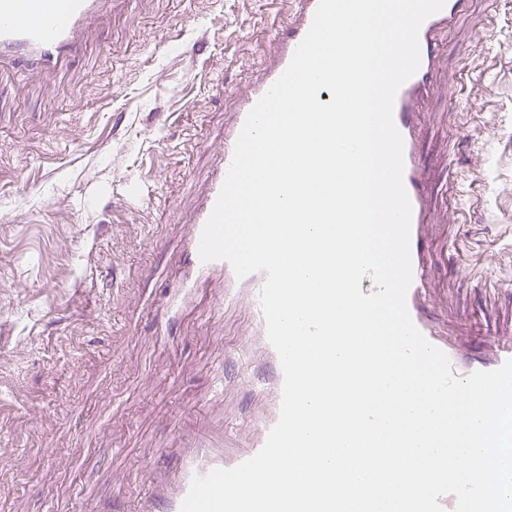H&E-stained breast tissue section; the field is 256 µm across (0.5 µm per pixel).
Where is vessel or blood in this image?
I'll list each match as a JSON object with an SVG mask.
<instances>
[{"mask_svg": "<svg viewBox=\"0 0 512 512\" xmlns=\"http://www.w3.org/2000/svg\"><path fill=\"white\" fill-rule=\"evenodd\" d=\"M294 9L285 28L287 34L276 42V61L260 80L238 95L232 122L224 131V149L210 177L206 194L194 221L184 237L188 271L168 287L157 315L159 330L183 314L189 297L199 283L213 277L222 279L224 291L219 303L244 300L260 349L273 374L256 389L268 406L266 416L250 430V450L258 452L277 423L284 382L279 355L267 338L260 305L265 276L254 273L237 278L231 265L223 260L201 261L199 243L206 221L232 161L237 138L247 114L288 67L293 54L309 31L319 0H293ZM106 0H0V61L23 62L28 71L53 74L70 57L80 54L82 34L102 12ZM468 0H446L441 11L427 18L419 30L420 66L399 89L393 107V120L404 142L403 183L411 207L410 256L412 282L406 296L409 314L427 340L448 356L455 376L465 377L478 370L491 371L512 359V335L502 337L498 346L482 356L442 337L431 315L428 302V271L439 252L429 239V226L440 195L420 157V144L427 134L420 118V105L434 90L439 64L441 34L450 32L462 17ZM174 451L181 458L179 468L161 475L152 489L139 501L136 512H180L194 476L224 465V433L205 428L182 437Z\"/></svg>", "mask_w": 512, "mask_h": 512, "instance_id": "b4317fda", "label": "vessel or blood"}]
</instances>
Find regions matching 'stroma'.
I'll list each match as a JSON object with an SVG mask.
<instances>
[{
    "label": "stroma",
    "instance_id": "1",
    "mask_svg": "<svg viewBox=\"0 0 512 512\" xmlns=\"http://www.w3.org/2000/svg\"><path fill=\"white\" fill-rule=\"evenodd\" d=\"M291 0H111L50 76L0 67V512H134L208 421L224 455L258 402L243 308L198 289L169 338L156 307L224 144L232 96L273 60ZM421 155L460 173L430 234L443 330L512 333V0H472L448 36ZM469 73L456 109L458 69ZM224 368V405L208 402Z\"/></svg>",
    "mask_w": 512,
    "mask_h": 512
}]
</instances>
